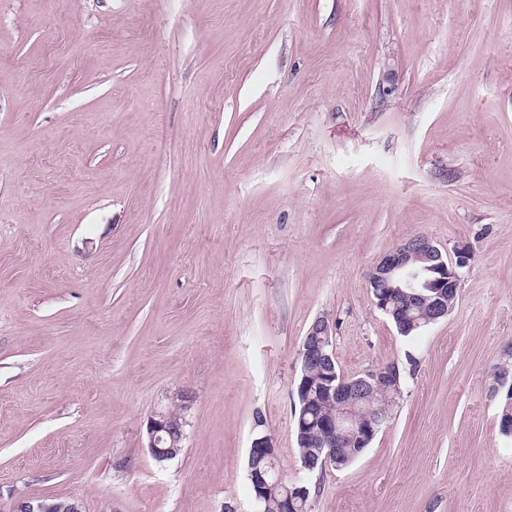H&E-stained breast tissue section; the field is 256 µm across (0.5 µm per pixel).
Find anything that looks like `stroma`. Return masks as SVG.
Instances as JSON below:
<instances>
[{
	"label": "stroma",
	"instance_id": "obj_1",
	"mask_svg": "<svg viewBox=\"0 0 512 512\" xmlns=\"http://www.w3.org/2000/svg\"><path fill=\"white\" fill-rule=\"evenodd\" d=\"M417 235L473 260L407 339L368 275ZM320 315L341 373L404 378L316 476L293 420ZM509 346L512 0H0V512H257L264 435L311 512H512ZM182 390L160 463L146 421ZM168 405L156 408L147 420L146 432L150 454L155 459H172L178 456L184 448L186 440V413L191 407L192 397L183 391L174 393L169 398ZM172 406L180 409L174 414ZM9 512H82L78 502L68 499L66 503L54 502L53 497L19 499L14 510Z\"/></svg>",
	"mask_w": 512,
	"mask_h": 512
}]
</instances>
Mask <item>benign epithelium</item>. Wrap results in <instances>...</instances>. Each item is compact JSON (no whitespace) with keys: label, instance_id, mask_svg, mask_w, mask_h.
Returning a JSON list of instances; mask_svg holds the SVG:
<instances>
[{"label":"benign epithelium","instance_id":"obj_1","mask_svg":"<svg viewBox=\"0 0 512 512\" xmlns=\"http://www.w3.org/2000/svg\"><path fill=\"white\" fill-rule=\"evenodd\" d=\"M472 251L466 243H458L452 254L442 253L440 247L426 236L410 238L384 253L369 273V288L374 293L376 307L385 311L401 336L412 328L434 324L448 316V297L458 291L463 270L470 266ZM411 300L422 318L401 316L389 303ZM336 335V322L325 315L310 325L299 357L302 380L309 378L311 365L327 368V380L312 401L317 405L332 404L336 411L325 414L317 421L315 445L324 453L322 466L330 465L341 448L352 441L358 448H367L388 420L387 405L396 403L401 396L398 364L392 362L362 373L358 379L336 373V360L331 346ZM385 392L379 410L363 412L361 402L375 400L377 391ZM192 397L179 391L169 397V403L157 408L148 417L146 432L148 449L152 457L172 459L184 448L186 440V413ZM251 455L261 453L269 458L277 456L269 437L253 440ZM255 501L265 502L271 489L281 485V476L270 482L263 472L253 473ZM12 512H81L78 502L70 499L58 503L52 497L20 499Z\"/></svg>","mask_w":512,"mask_h":512}]
</instances>
